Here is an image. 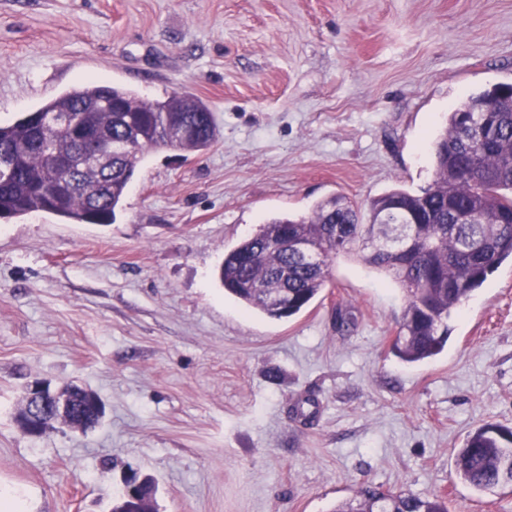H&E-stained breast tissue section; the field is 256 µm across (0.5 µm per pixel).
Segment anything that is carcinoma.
I'll list each match as a JSON object with an SVG mask.
<instances>
[{
	"label": "carcinoma",
	"instance_id": "carcinoma-1",
	"mask_svg": "<svg viewBox=\"0 0 512 512\" xmlns=\"http://www.w3.org/2000/svg\"><path fill=\"white\" fill-rule=\"evenodd\" d=\"M72 113L93 140L67 130H46L27 113L0 124V219L41 211L73 224H110L147 152L171 144L202 152L217 139L213 112L202 99L172 94L150 101L102 82L66 91L35 110ZM129 140L112 153V169L86 163L95 147ZM75 164L51 169L53 156ZM435 177L410 192L394 188L370 200L365 215L343 197L316 204L308 216L277 217L224 253L218 278L224 290L276 319L303 310L326 287L333 258L354 255L402 288L407 304L391 352L414 363L439 354L449 338L448 318L507 259H512V94L501 85L469 95L448 113L432 141ZM469 216L466 224L458 213ZM413 218L408 249L371 246L381 222ZM317 245L325 270L298 258L287 242ZM463 483L480 493L512 490V431L486 424L468 435L456 454ZM333 512H448L438 497L365 487Z\"/></svg>",
	"mask_w": 512,
	"mask_h": 512
}]
</instances>
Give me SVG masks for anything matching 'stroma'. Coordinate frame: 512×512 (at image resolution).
Returning a JSON list of instances; mask_svg holds the SVG:
<instances>
[{
	"label": "stroma",
	"instance_id": "35a3bbf8",
	"mask_svg": "<svg viewBox=\"0 0 512 512\" xmlns=\"http://www.w3.org/2000/svg\"><path fill=\"white\" fill-rule=\"evenodd\" d=\"M92 80L193 94L219 138L150 151L112 223L0 220V502L108 512L134 470L159 512H331L363 486L512 512L455 466L512 430L511 260L414 364L390 351L403 291L361 260L287 319L218 280L271 217L428 186L448 112L512 83V0H0L1 124ZM35 381L87 387L102 421L30 437Z\"/></svg>",
	"mask_w": 512,
	"mask_h": 512
}]
</instances>
